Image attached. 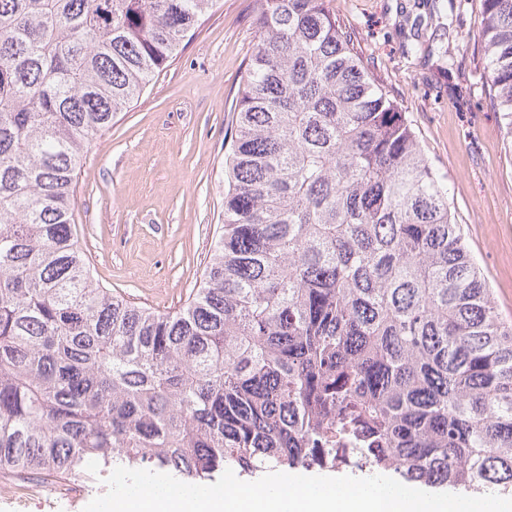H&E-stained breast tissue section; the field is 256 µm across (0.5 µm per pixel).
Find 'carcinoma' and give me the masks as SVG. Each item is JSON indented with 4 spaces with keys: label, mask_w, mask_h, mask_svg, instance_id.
Instances as JSON below:
<instances>
[{
    "label": "carcinoma",
    "mask_w": 512,
    "mask_h": 512,
    "mask_svg": "<svg viewBox=\"0 0 512 512\" xmlns=\"http://www.w3.org/2000/svg\"><path fill=\"white\" fill-rule=\"evenodd\" d=\"M512 136V0H481ZM217 0H0V481L369 467L512 494V323L330 0H261L224 225L175 311L99 286L73 176Z\"/></svg>",
    "instance_id": "carcinoma-1"
}]
</instances>
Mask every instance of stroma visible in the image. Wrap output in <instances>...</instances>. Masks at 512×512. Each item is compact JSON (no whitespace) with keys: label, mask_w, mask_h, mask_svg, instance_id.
Returning <instances> with one entry per match:
<instances>
[{"label":"stroma","mask_w":512,"mask_h":512,"mask_svg":"<svg viewBox=\"0 0 512 512\" xmlns=\"http://www.w3.org/2000/svg\"><path fill=\"white\" fill-rule=\"evenodd\" d=\"M259 0H220L74 179L75 228L95 280L161 312L198 287L224 223L234 106L259 42ZM355 50L412 123L498 309L512 322V138L490 101L480 0H332ZM448 45L447 60L436 49ZM105 472L46 496L0 494V512H83Z\"/></svg>","instance_id":"35a3bbf8"}]
</instances>
